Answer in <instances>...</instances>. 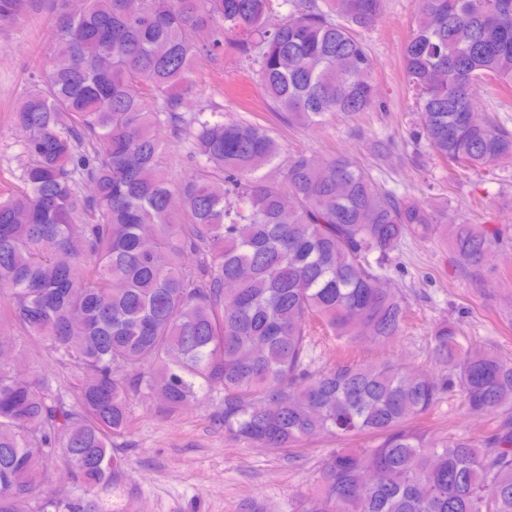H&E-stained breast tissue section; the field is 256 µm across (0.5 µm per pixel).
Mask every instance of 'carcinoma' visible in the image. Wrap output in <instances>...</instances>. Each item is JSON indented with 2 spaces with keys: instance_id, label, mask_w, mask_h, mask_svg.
<instances>
[{
  "instance_id": "cac0c4a2",
  "label": "carcinoma",
  "mask_w": 512,
  "mask_h": 512,
  "mask_svg": "<svg viewBox=\"0 0 512 512\" xmlns=\"http://www.w3.org/2000/svg\"><path fill=\"white\" fill-rule=\"evenodd\" d=\"M87 0L54 17L51 65L14 112L27 132L21 183L0 187V325L70 361L69 392L21 378L0 345V512H96L45 480L119 482L113 439L130 400L171 412L222 395L224 430L266 448L318 435L367 438L324 463L300 512H512V361L432 330L479 438L415 427L440 399L425 371L342 359L307 369L311 332L345 348L394 342L407 321L386 285L409 235H435L475 281L504 243L498 224H440L346 155L290 153L278 133L218 109L188 112L200 60L224 47L257 65L277 121L316 125L376 103L362 33L383 0ZM402 50L415 134L451 169L492 171L512 130L478 111L475 86L512 92V0H416ZM187 136L191 169L167 172L166 138ZM90 182L94 194L80 186Z\"/></svg>"
}]
</instances>
